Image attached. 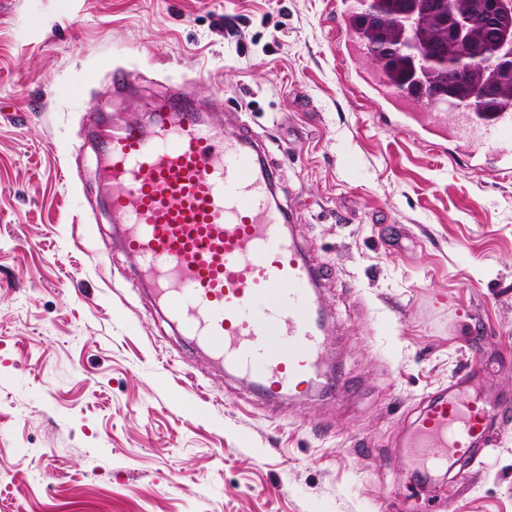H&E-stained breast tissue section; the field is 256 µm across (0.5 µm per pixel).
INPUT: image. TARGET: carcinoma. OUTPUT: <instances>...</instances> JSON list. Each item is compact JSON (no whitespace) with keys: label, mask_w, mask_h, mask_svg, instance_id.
<instances>
[{"label":"carcinoma","mask_w":512,"mask_h":512,"mask_svg":"<svg viewBox=\"0 0 512 512\" xmlns=\"http://www.w3.org/2000/svg\"><path fill=\"white\" fill-rule=\"evenodd\" d=\"M492 3L500 16L492 30L474 25L463 40L449 35L444 15L474 20ZM364 18L366 26L356 33L359 43L399 87L418 79L433 95L472 99L477 112L512 108V69L494 62L512 55V0H445L441 9L434 0H413L409 6L403 0H370ZM411 26L421 40L416 56L402 50ZM465 57L470 61L462 77L448 80V66Z\"/></svg>","instance_id":"cac0c4a2"}]
</instances>
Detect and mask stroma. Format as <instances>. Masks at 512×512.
Segmentation results:
<instances>
[{
  "mask_svg": "<svg viewBox=\"0 0 512 512\" xmlns=\"http://www.w3.org/2000/svg\"><path fill=\"white\" fill-rule=\"evenodd\" d=\"M335 2L0 0V512H512V418L424 482L402 448L466 368L512 400V177L386 121ZM179 86L264 138L346 393L264 400L113 248L89 116Z\"/></svg>",
  "mask_w": 512,
  "mask_h": 512,
  "instance_id": "obj_1",
  "label": "stroma"
}]
</instances>
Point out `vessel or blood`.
Instances as JSON below:
<instances>
[{"label":"vessel or blood","instance_id":"obj_1","mask_svg":"<svg viewBox=\"0 0 512 512\" xmlns=\"http://www.w3.org/2000/svg\"><path fill=\"white\" fill-rule=\"evenodd\" d=\"M362 16L361 0H337L338 54L370 99L397 114V131L511 171L512 109L472 112L399 89L361 64ZM153 113L146 127L98 123L94 137L106 210L156 306L194 348L268 400L322 383L324 273L291 232L292 211L277 199L280 177L264 144L241 130L225 135L178 95L154 100ZM465 391L461 383L431 398L406 442L412 463L468 457L491 417L504 414Z\"/></svg>","mask_w":512,"mask_h":512}]
</instances>
